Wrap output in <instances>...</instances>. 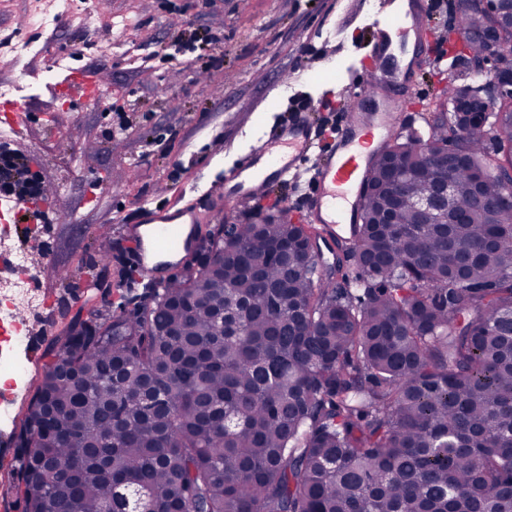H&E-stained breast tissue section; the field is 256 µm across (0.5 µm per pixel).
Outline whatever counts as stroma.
<instances>
[{"label":"stroma","instance_id":"stroma-1","mask_svg":"<svg viewBox=\"0 0 512 512\" xmlns=\"http://www.w3.org/2000/svg\"><path fill=\"white\" fill-rule=\"evenodd\" d=\"M377 0H0V94L24 103L23 137L6 142L41 176L50 218L29 225L23 248L36 276L40 306L23 311L31 345H16L24 370L0 413V512H22L12 434L18 431L47 352L62 332L90 313H130L143 298L131 287L122 229L149 204L192 207L202 229L230 222L263 223L275 210L308 223L305 188L331 129L350 102L345 87L358 80L370 43L368 19ZM466 0H441L428 28L410 41L409 87L391 90L400 135L426 132L429 108L448 82L452 60L441 40ZM195 38L168 59L164 51L183 29ZM217 35L219 48L197 39ZM68 66L95 76L106 94L71 107L54 86ZM304 107L319 133L306 163L288 184L244 202L212 208L224 176L270 131ZM56 117L46 127L43 113ZM127 128L109 134L118 113ZM112 232L103 252L99 228Z\"/></svg>","mask_w":512,"mask_h":512}]
</instances>
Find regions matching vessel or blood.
Listing matches in <instances>:
<instances>
[{
  "label": "vessel or blood",
  "instance_id": "b4317fda",
  "mask_svg": "<svg viewBox=\"0 0 512 512\" xmlns=\"http://www.w3.org/2000/svg\"><path fill=\"white\" fill-rule=\"evenodd\" d=\"M427 7L424 0H379L373 15L370 33L372 52L363 60L364 71L386 67L391 82L408 81L409 72L403 65L408 38L424 26ZM70 100L77 104H94L100 99L101 87L93 76L70 70L60 83ZM394 131L391 114H375L370 123L344 119L340 139L325 159L321 160L310 179L312 192L308 210L312 219L329 229H345L353 217L337 218V200H357L363 179L362 159L373 140L388 139ZM315 130L305 113L293 114L280 133L258 152L242 157L238 167L225 178V195L245 200L259 187L287 182L313 146ZM27 216L29 223L45 222L41 202L19 201L0 196V223H16L18 216ZM149 227L140 232L130 225L124 236L140 278L146 283L161 282L172 272L178 254L193 250L195 212L164 208L145 210L142 218Z\"/></svg>",
  "mask_w": 512,
  "mask_h": 512
}]
</instances>
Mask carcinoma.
I'll use <instances>...</instances> for the list:
<instances>
[{
	"mask_svg": "<svg viewBox=\"0 0 512 512\" xmlns=\"http://www.w3.org/2000/svg\"><path fill=\"white\" fill-rule=\"evenodd\" d=\"M493 121L431 126L466 224L418 223L432 169L396 136L336 264L311 224H218L132 314L72 322L18 435L24 512H512V216L472 196L512 170V99ZM396 159L422 169L398 205Z\"/></svg>",
	"mask_w": 512,
	"mask_h": 512,
	"instance_id": "cac0c4a2",
	"label": "carcinoma"
}]
</instances>
